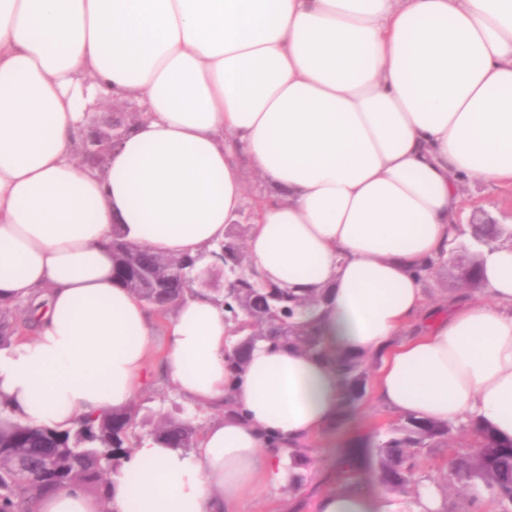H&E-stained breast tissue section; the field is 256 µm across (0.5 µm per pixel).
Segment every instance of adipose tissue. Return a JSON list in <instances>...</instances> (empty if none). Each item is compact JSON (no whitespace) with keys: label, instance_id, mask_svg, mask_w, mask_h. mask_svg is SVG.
<instances>
[{"label":"adipose tissue","instance_id":"obj_1","mask_svg":"<svg viewBox=\"0 0 512 512\" xmlns=\"http://www.w3.org/2000/svg\"><path fill=\"white\" fill-rule=\"evenodd\" d=\"M143 112L106 169L79 164L88 105ZM259 280L330 289L331 351L381 354L390 410L512 439V225L486 298L425 312L415 268L456 246L459 181L512 187V0H0V301L38 302L0 349V403L31 426L125 407L149 377L152 310L115 281L112 229L209 263L246 205ZM223 295L178 305L165 372L214 412L197 448L143 437L109 505L73 486L38 512H245L342 394L325 360L258 343L226 367ZM317 512H381L327 491Z\"/></svg>","mask_w":512,"mask_h":512}]
</instances>
